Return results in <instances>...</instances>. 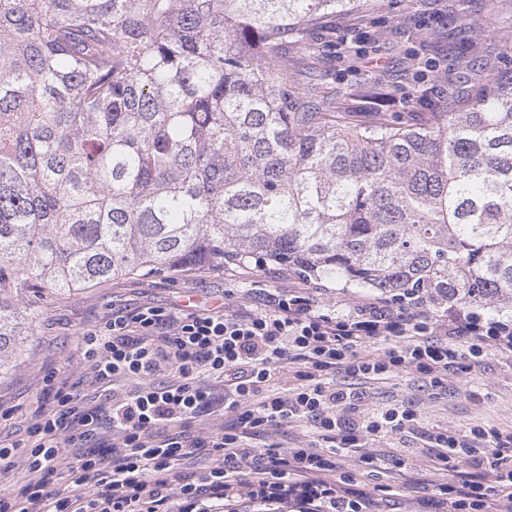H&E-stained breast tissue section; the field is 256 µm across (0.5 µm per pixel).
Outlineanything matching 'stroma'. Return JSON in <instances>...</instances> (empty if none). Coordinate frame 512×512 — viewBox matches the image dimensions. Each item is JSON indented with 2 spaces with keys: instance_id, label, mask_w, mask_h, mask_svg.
<instances>
[{
  "instance_id": "obj_1",
  "label": "stroma",
  "mask_w": 512,
  "mask_h": 512,
  "mask_svg": "<svg viewBox=\"0 0 512 512\" xmlns=\"http://www.w3.org/2000/svg\"><path fill=\"white\" fill-rule=\"evenodd\" d=\"M506 36H512V0H360L325 15L307 31L315 54L290 76L299 84L324 83L337 111L356 123L372 126L389 119L420 127L437 107L447 105L449 88L465 89L502 64L500 40ZM299 284L294 274L275 265L252 263L192 268L183 276L164 271L123 277L53 299L43 308L37 332L29 337L16 367L0 375V442L25 440L34 415L52 410L50 382L76 386L91 407L123 391L120 383H83L76 351L80 334L112 312L131 313L143 305L202 310L220 304L233 313L248 312L263 306L270 295ZM334 382L359 394L362 412L396 405L417 411V430L373 444L382 456L405 459L404 475L347 466L360 488L380 496L402 489L405 512H415L418 500L448 480L435 458L422 454L423 431L462 434L477 425L512 431V356L489 353L482 366L449 377L438 392L428 378L411 370L383 380L340 373ZM271 442L285 448L318 445L305 419L251 440L258 448Z\"/></svg>"
}]
</instances>
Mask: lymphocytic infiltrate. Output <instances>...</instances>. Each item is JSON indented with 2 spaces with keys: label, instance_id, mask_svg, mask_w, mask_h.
Listing matches in <instances>:
<instances>
[{
  "label": "lymphocytic infiltrate",
  "instance_id": "f902f5d3",
  "mask_svg": "<svg viewBox=\"0 0 512 512\" xmlns=\"http://www.w3.org/2000/svg\"><path fill=\"white\" fill-rule=\"evenodd\" d=\"M320 294L298 287L243 315L146 306L113 313L82 333L85 379H124L135 387L103 409L85 407L73 388L57 385L52 411L26 430L32 477L18 496L0 494V512H236L243 497L252 512H397L395 500L375 498L336 472L352 452L375 467L361 441L414 425L415 412L401 405L361 414L356 396L330 387L328 375L380 380L410 369L439 388L488 352L511 355L512 320L454 306L438 315L413 290L355 301L339 318ZM370 343L380 353L362 355ZM287 365L303 366L304 385L266 392L273 371ZM219 401L234 413L235 431L158 435L161 425L210 414ZM300 415L311 418L322 447L251 446L252 435ZM107 428L119 433L118 442L78 455L68 469L71 490H52L67 449L102 439ZM428 441L441 466L457 474L422 500V512H512L511 432L475 426ZM201 451L215 464L202 474L182 471L183 461Z\"/></svg>",
  "mask_w": 512,
  "mask_h": 512
}]
</instances>
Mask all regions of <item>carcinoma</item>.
<instances>
[{
    "label": "carcinoma",
    "mask_w": 512,
    "mask_h": 512,
    "mask_svg": "<svg viewBox=\"0 0 512 512\" xmlns=\"http://www.w3.org/2000/svg\"><path fill=\"white\" fill-rule=\"evenodd\" d=\"M339 2L0 0V374L48 297L186 266L512 310V42L361 127L289 79Z\"/></svg>",
    "instance_id": "obj_1"
}]
</instances>
